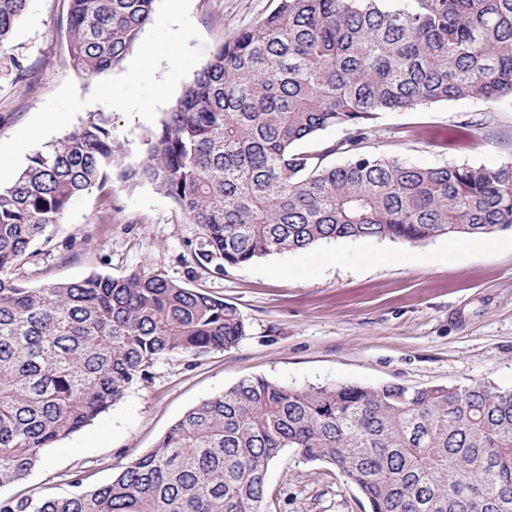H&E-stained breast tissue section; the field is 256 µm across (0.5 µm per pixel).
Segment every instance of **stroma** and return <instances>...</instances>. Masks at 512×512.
Returning <instances> with one entry per match:
<instances>
[{
	"mask_svg": "<svg viewBox=\"0 0 512 512\" xmlns=\"http://www.w3.org/2000/svg\"><path fill=\"white\" fill-rule=\"evenodd\" d=\"M277 0H191L190 16L205 54L271 12ZM68 0H31L17 24L11 54H0V141L10 138L60 88L78 94L97 83L76 72L66 49ZM27 69L17 80L11 65ZM372 151L423 167H497L512 161V100L467 99L417 111L391 112L374 124ZM201 229L152 185L113 182L70 206L33 245L37 255L18 279L30 288L97 273L137 270L235 305L248 334L235 347L198 358L159 360L93 424L54 447L26 480L0 497L35 490L65 494L74 472L87 487L109 482L153 449L170 426L200 401L239 380L264 377L296 388L312 385L488 381L512 388V231L494 247L451 251L447 237L411 246L331 240L311 251L276 254L215 274L196 264ZM380 254L377 263L369 262ZM400 255L397 263L389 255ZM274 512H365L366 502L339 473L301 461L285 449L270 465Z\"/></svg>",
	"mask_w": 512,
	"mask_h": 512,
	"instance_id": "obj_1",
	"label": "stroma"
}]
</instances>
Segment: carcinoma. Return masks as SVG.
<instances>
[{
  "label": "carcinoma",
  "mask_w": 512,
  "mask_h": 512,
  "mask_svg": "<svg viewBox=\"0 0 512 512\" xmlns=\"http://www.w3.org/2000/svg\"><path fill=\"white\" fill-rule=\"evenodd\" d=\"M154 4L69 0L72 67H120ZM29 8L0 0L1 53ZM509 97L512 0H278L202 65L138 159L102 110L30 156L0 187V486L158 360L247 336L234 305L144 270L22 285L15 272L76 198L153 185L200 226L194 260L218 272L328 240L489 235L512 228V162L421 167L366 147L385 113ZM333 126L341 139L306 147ZM286 448L340 473L369 512H512V389L263 377L199 402L110 482L77 472L68 494L0 498V512H272L266 473Z\"/></svg>",
  "instance_id": "cac0c4a2"
}]
</instances>
